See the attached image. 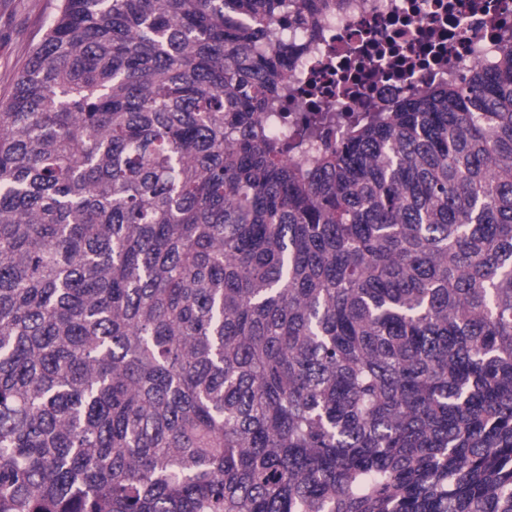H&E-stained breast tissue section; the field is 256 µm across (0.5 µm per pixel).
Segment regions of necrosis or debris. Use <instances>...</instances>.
Wrapping results in <instances>:
<instances>
[{"label":"necrosis or debris","mask_w":512,"mask_h":512,"mask_svg":"<svg viewBox=\"0 0 512 512\" xmlns=\"http://www.w3.org/2000/svg\"><path fill=\"white\" fill-rule=\"evenodd\" d=\"M318 35L279 31L299 47L288 64V92L268 129L300 143L298 158L320 141H299L311 125L338 140L356 121L394 111L403 97L491 66L512 40V0H336Z\"/></svg>","instance_id":"obj_1"}]
</instances>
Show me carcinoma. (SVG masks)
Here are the masks:
<instances>
[{
    "label": "carcinoma",
    "mask_w": 512,
    "mask_h": 512,
    "mask_svg": "<svg viewBox=\"0 0 512 512\" xmlns=\"http://www.w3.org/2000/svg\"><path fill=\"white\" fill-rule=\"evenodd\" d=\"M329 7L61 0L0 100V512H512V42L286 162Z\"/></svg>",
    "instance_id": "cac0c4a2"
}]
</instances>
